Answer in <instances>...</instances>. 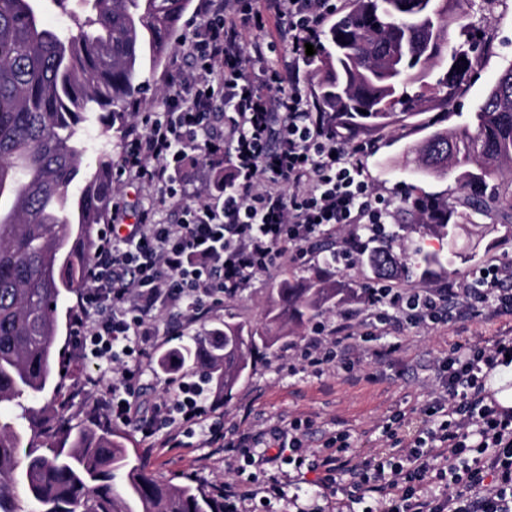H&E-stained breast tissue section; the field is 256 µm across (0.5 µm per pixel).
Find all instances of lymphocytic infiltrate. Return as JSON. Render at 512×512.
Wrapping results in <instances>:
<instances>
[{"label": "lymphocytic infiltrate", "instance_id": "1", "mask_svg": "<svg viewBox=\"0 0 512 512\" xmlns=\"http://www.w3.org/2000/svg\"><path fill=\"white\" fill-rule=\"evenodd\" d=\"M335 0H209L205 19L187 39L195 75L175 71L164 109L131 131L120 169L179 206L183 219L162 224L149 208L113 209L111 231L89 266L90 286L72 324L82 358L98 372L175 340L165 324L173 308L198 320L206 298L235 295L259 275L302 260L320 236L350 224H386L388 204L375 191L356 150L338 139L327 112L312 111L298 71L289 79L265 65L277 44L294 59L318 44ZM275 35H268V27ZM279 95H272V88ZM229 167L216 198L194 188L198 166ZM493 305L512 315V263H489L464 282L401 291L374 282L363 295L364 321L342 312L331 330L289 345V369L320 374L338 352L364 341L362 325L384 332L404 324H452ZM512 370V336L482 345L457 343L435 372L440 390L421 408V424L405 414L386 427L385 447L366 453L347 434L325 430L322 453L302 450L311 419L215 433L227 463L260 470L295 467L317 475V490L298 512H330L343 497L348 512H512V407L497 402L487 379ZM139 369H125L94 405L145 437L202 423L203 390L173 381L165 399L147 402ZM442 492H435V485Z\"/></svg>", "mask_w": 512, "mask_h": 512}]
</instances>
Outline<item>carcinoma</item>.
Wrapping results in <instances>:
<instances>
[{
  "mask_svg": "<svg viewBox=\"0 0 512 512\" xmlns=\"http://www.w3.org/2000/svg\"><path fill=\"white\" fill-rule=\"evenodd\" d=\"M37 0H0V512H224V494L190 483L171 484L146 472L124 438L96 422L72 427L55 381V305L65 292L88 287L86 269L116 195L112 153L101 147L95 170L78 126L99 117L104 136L131 125V104L145 90L146 70L168 57L190 0H82L83 20L64 34L46 26ZM350 10L324 31L320 66L311 76L322 112L348 131L391 129L454 97L480 56L452 44L451 26L470 31L460 0H350ZM419 84L411 94L408 88ZM367 114L360 113V110ZM426 177L457 174L468 208L493 202L512 211V62L495 79L468 125H436L406 149ZM501 179L491 194L488 180ZM441 210L434 230L453 240L460 217L437 195L416 198L410 214L421 225ZM398 229L363 225L360 256L372 273L390 277ZM425 277L439 257L413 242L406 253ZM343 294L321 277L301 288L283 282L271 294L268 324L224 319L209 338L162 357L168 368L200 369L218 393H229L253 366L252 352L280 336L270 325L302 324ZM54 386L39 409L24 406ZM29 415L22 428L5 415Z\"/></svg>",
  "mask_w": 512,
  "mask_h": 512,
  "instance_id": "cac0c4a2",
  "label": "carcinoma"
}]
</instances>
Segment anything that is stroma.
I'll return each mask as SVG.
<instances>
[{
    "label": "stroma",
    "instance_id": "35a3bbf8",
    "mask_svg": "<svg viewBox=\"0 0 512 512\" xmlns=\"http://www.w3.org/2000/svg\"><path fill=\"white\" fill-rule=\"evenodd\" d=\"M465 8L478 34L484 37L486 54L482 65L461 84L448 108L425 113V120L439 122L448 129L468 122L492 78L512 62V0H467ZM176 67L186 73L193 68L191 58L184 56L179 45L169 54L165 65L150 73L151 87L138 98L136 112L144 115L161 111L162 101L171 90L169 76ZM338 136L352 144L367 146L363 161L377 191L392 202L394 223H403L406 200L420 192L453 201L462 196L454 178L425 179L410 172L403 148L423 136L414 126H399L391 133L371 130L355 136L342 130ZM411 238L425 250L440 254L442 264L427 278L400 272L395 283L402 288H437L448 283L450 270H458L464 277L473 273L476 265L493 259L512 262V218L495 206L462 220L455 243H448L426 228L412 232ZM318 274L337 278L346 287L339 306L318 316L319 321L330 326L335 324L342 309L359 305L364 285L372 281L371 272L360 265L342 270L330 268L324 265L321 254L313 252L297 266L259 277L252 288L212 305L203 320L181 324L179 330L184 338L200 339L228 314L239 321L262 323L271 288L284 280L298 286L304 279ZM509 329H512V317H494L486 312L450 326H407L388 335V342L399 346L391 358L375 360L372 352L379 344L366 341L353 355L357 363L354 371L335 366L319 376L289 372L281 360L288 347L287 341L282 340L256 351L250 375L230 395L217 394L211 385H204L207 425L227 432L235 427L247 429L309 418L317 428L308 439L309 448L319 446V429L335 428L346 432L353 446L366 452L380 438L383 425L393 413L411 412L433 396L437 389L434 366L447 355L451 345L459 341L486 342ZM206 427H191L182 437V447L172 448L164 444L162 435L146 438L133 426L116 422L111 425L113 431L126 434L127 448L137 453L147 470L163 480L174 484L191 481L207 489L231 481H248L249 473L225 467L224 451L208 444ZM291 472V466H282L275 473L278 492L269 494L264 503L245 502L240 512H296L314 492L315 476L310 473L304 480L292 483L288 480Z\"/></svg>",
    "mask_w": 512,
    "mask_h": 512
}]
</instances>
